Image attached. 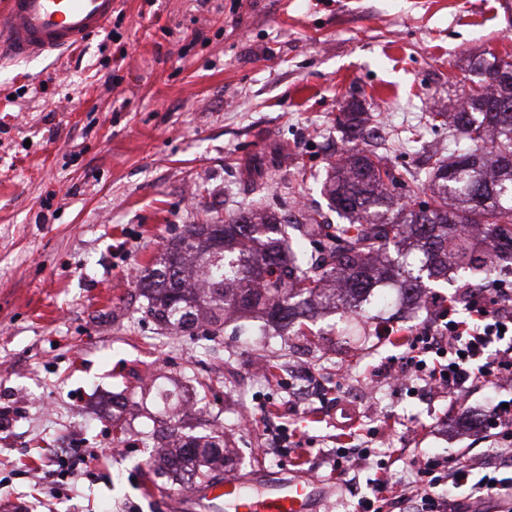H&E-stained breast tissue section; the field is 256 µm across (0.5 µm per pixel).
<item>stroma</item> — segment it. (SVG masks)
<instances>
[{
	"instance_id": "stroma-1",
	"label": "stroma",
	"mask_w": 512,
	"mask_h": 512,
	"mask_svg": "<svg viewBox=\"0 0 512 512\" xmlns=\"http://www.w3.org/2000/svg\"><path fill=\"white\" fill-rule=\"evenodd\" d=\"M489 51L512 62V0H116L82 48L0 61V504L202 512L189 483L145 478L149 377L180 381L191 433H223L233 462L215 480L302 472L332 487L329 512H356L383 459V512L419 495L417 460L493 463L487 419L512 378L459 394L378 380L459 282L417 309L384 288L352 334L333 313L297 335L234 321L204 343L143 319L135 284L186 225L262 197L325 206L341 113H382L417 161L429 113L469 92L462 70ZM298 356L322 381L302 401L287 383ZM75 428L102 459L64 480L55 458ZM342 446L373 454L339 473Z\"/></svg>"
}]
</instances>
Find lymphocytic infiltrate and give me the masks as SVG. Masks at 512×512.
Returning <instances> with one entry per match:
<instances>
[{
    "label": "lymphocytic infiltrate",
    "mask_w": 512,
    "mask_h": 512,
    "mask_svg": "<svg viewBox=\"0 0 512 512\" xmlns=\"http://www.w3.org/2000/svg\"><path fill=\"white\" fill-rule=\"evenodd\" d=\"M442 318L449 338L447 343L435 347L438 364L427 366L417 341L407 344L404 358L415 366L416 380L455 393L465 390L471 383L493 388L504 374H512V346L505 350L496 347L497 342L512 337V315L501 314L495 298L472 303L469 319H458L450 311L443 312ZM490 425L497 431V453L503 460L502 465L481 471L464 460L452 465L427 458L415 474V482L422 489L417 512H447V501L435 493L436 486L443 480L453 489L487 497L512 491V408L494 405Z\"/></svg>",
    "instance_id": "f902f5d3"
}]
</instances>
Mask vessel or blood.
Segmentation results:
<instances>
[{
    "instance_id": "1",
    "label": "vessel or blood",
    "mask_w": 512,
    "mask_h": 512,
    "mask_svg": "<svg viewBox=\"0 0 512 512\" xmlns=\"http://www.w3.org/2000/svg\"><path fill=\"white\" fill-rule=\"evenodd\" d=\"M112 9L113 0H9L0 12V43L15 58L75 48L105 29ZM327 496V490L295 479L273 480L245 495L237 479L227 478L205 493L231 512H320Z\"/></svg>"
}]
</instances>
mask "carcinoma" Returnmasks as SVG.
Here are the masks:
<instances>
[{
  "instance_id": "cac0c4a2",
  "label": "carcinoma",
  "mask_w": 512,
  "mask_h": 512,
  "mask_svg": "<svg viewBox=\"0 0 512 512\" xmlns=\"http://www.w3.org/2000/svg\"><path fill=\"white\" fill-rule=\"evenodd\" d=\"M464 78L477 88L461 109L429 115L432 128L461 133L448 139L447 157L433 154L427 165L397 173L384 157L342 151L324 183L338 224L320 213L258 208L220 227L187 225L136 278L144 313L171 334L205 324L213 336L227 315H253L267 336L320 310L365 316L363 303L386 279L413 299L424 281H446L450 270L493 277L512 262V62L491 53ZM373 121L384 118L356 109L344 125L362 139ZM391 244L416 252L420 265L390 261ZM149 394L169 417L162 436H145L159 449L152 469L209 484L212 466L232 461L229 450L183 432L177 384L154 383Z\"/></svg>"
}]
</instances>
